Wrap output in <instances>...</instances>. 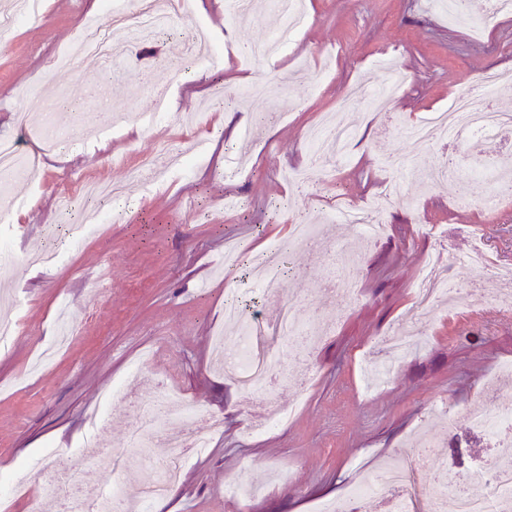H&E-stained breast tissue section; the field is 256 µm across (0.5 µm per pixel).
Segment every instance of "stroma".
Listing matches in <instances>:
<instances>
[{
    "label": "stroma",
    "instance_id": "35a3bbf8",
    "mask_svg": "<svg viewBox=\"0 0 512 512\" xmlns=\"http://www.w3.org/2000/svg\"><path fill=\"white\" fill-rule=\"evenodd\" d=\"M304 3L307 20L282 55L247 68L228 49L225 63L198 64L182 78L171 65L188 33L215 43L230 32L246 47L267 40L273 12L260 6L231 23L219 0H201L169 32L126 48L116 73L88 70L77 55L78 33L100 16L102 0H48L37 21L0 45V137L29 149L16 123L20 112L31 126L68 137L39 172L14 176L0 192V241L11 245L0 260V316L21 324L12 347L0 352V384L9 389L0 395V492L20 476L23 460L59 451L78 476L64 495L117 486L134 498L143 485L137 463L116 474L81 458L79 445L92 432L104 446L125 449L133 398L113 404L110 421L98 428L87 417L103 389L130 380L146 350L152 359L141 393L161 380L205 414L224 417L209 452L185 467L172 493L175 512H316L390 458L407 465L417 512H430L437 474L417 466L422 444L435 443L437 463L454 472L488 459L489 447L461 407L479 398L487 374L512 363V312L482 295L462 258L480 237L498 262L512 266V204L460 207L422 174L512 157V139L417 145L401 127L446 109L484 73L512 76V14L492 15L489 0H469L466 22L449 19L432 0ZM256 81L274 94L234 106L238 136L227 140L213 91L233 94ZM351 84L364 92L354 103L344 97ZM158 90L167 92L169 110L156 122ZM332 114L356 131L347 158L326 156L323 175L289 184L281 170L308 167L305 132ZM162 143L187 154L188 171L151 187L127 181V168ZM244 146L247 162L225 176L226 156ZM395 175L403 198L387 204V231L378 240H366L356 224L321 225L338 202L371 205ZM90 180L124 183L125 192L106 207L100 233L76 248L64 229L81 212L60 213L56 199ZM52 222L59 232L50 240L45 226ZM299 222L317 226L319 247L292 241L290 226ZM274 241L288 263L282 288H257L258 273L245 262L225 267L227 244L265 249ZM47 247L58 250V260L35 263L32 253ZM438 251L447 258L443 275L464 299L424 309L416 285ZM350 258L359 263L356 295L344 303L322 283ZM296 300L324 331L298 354L277 344L272 394L265 403L250 399L212 360L210 338L225 327L224 305L264 321ZM62 318L76 334L51 367L30 373ZM399 325L424 344L390 383L366 391L363 366L376 341ZM288 407V420L248 433L249 422ZM445 408L452 417L442 416ZM242 478L258 494L226 497L225 488Z\"/></svg>",
    "mask_w": 512,
    "mask_h": 512
}]
</instances>
